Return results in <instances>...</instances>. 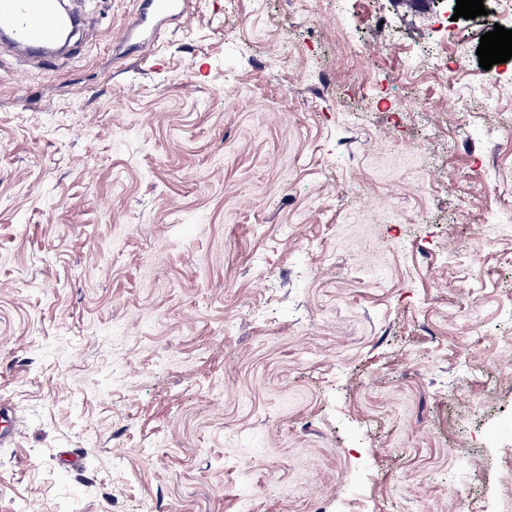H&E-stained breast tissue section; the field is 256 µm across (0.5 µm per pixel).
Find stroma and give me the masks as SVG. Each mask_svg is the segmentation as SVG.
Masks as SVG:
<instances>
[{
	"label": "stroma",
	"mask_w": 512,
	"mask_h": 512,
	"mask_svg": "<svg viewBox=\"0 0 512 512\" xmlns=\"http://www.w3.org/2000/svg\"><path fill=\"white\" fill-rule=\"evenodd\" d=\"M191 5L0 44V512H512L497 0ZM187 0H141L140 10L133 20L128 23L119 35V40L125 43L135 41L138 46L144 45L143 50L154 48L167 21L180 17H188ZM149 33L148 36H145Z\"/></svg>",
	"instance_id": "1"
}]
</instances>
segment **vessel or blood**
<instances>
[{
    "mask_svg": "<svg viewBox=\"0 0 512 512\" xmlns=\"http://www.w3.org/2000/svg\"><path fill=\"white\" fill-rule=\"evenodd\" d=\"M188 16V0H140V10L119 35L120 41L155 46L167 21ZM75 14L60 10L56 0H0V37L30 50L57 41L74 27Z\"/></svg>",
    "mask_w": 512,
    "mask_h": 512,
    "instance_id": "1",
    "label": "vessel or blood"
}]
</instances>
